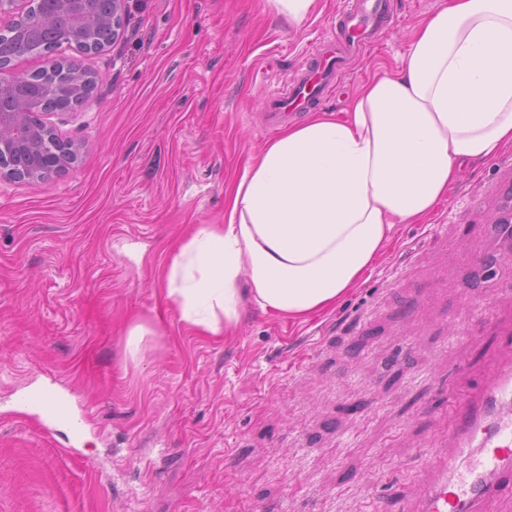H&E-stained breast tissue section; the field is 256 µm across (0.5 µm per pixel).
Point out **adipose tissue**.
I'll return each mask as SVG.
<instances>
[{"label": "adipose tissue", "instance_id": "1", "mask_svg": "<svg viewBox=\"0 0 512 512\" xmlns=\"http://www.w3.org/2000/svg\"><path fill=\"white\" fill-rule=\"evenodd\" d=\"M509 145L512 0H441L395 72L250 157L223 223L181 243L164 298L200 336L233 334L249 304L305 323L363 282L396 225L433 213L464 163Z\"/></svg>", "mask_w": 512, "mask_h": 512}]
</instances>
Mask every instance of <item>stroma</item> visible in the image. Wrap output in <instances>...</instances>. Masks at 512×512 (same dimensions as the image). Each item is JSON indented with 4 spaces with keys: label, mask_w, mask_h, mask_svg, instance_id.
Returning a JSON list of instances; mask_svg holds the SVG:
<instances>
[{
    "label": "stroma",
    "mask_w": 512,
    "mask_h": 512,
    "mask_svg": "<svg viewBox=\"0 0 512 512\" xmlns=\"http://www.w3.org/2000/svg\"><path fill=\"white\" fill-rule=\"evenodd\" d=\"M342 0L301 25L264 0H127L113 44L56 56L98 74L47 116L82 144L62 175L0 182V512H401L455 417L505 361L512 165L463 166L433 216L401 225L336 309L303 324L247 308L194 335L163 297L193 225L272 139L264 113L327 38ZM323 111L397 68L440 0H393ZM136 320L156 334L126 350ZM85 415L77 446L24 395Z\"/></svg>",
    "instance_id": "stroma-1"
}]
</instances>
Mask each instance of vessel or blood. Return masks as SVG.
<instances>
[{"instance_id":"vessel-or-blood-1","label":"vessel or blood","mask_w":512,"mask_h":512,"mask_svg":"<svg viewBox=\"0 0 512 512\" xmlns=\"http://www.w3.org/2000/svg\"><path fill=\"white\" fill-rule=\"evenodd\" d=\"M391 21L390 0H345L334 35L314 48L311 65L288 87L268 93L267 128L324 100L346 60L363 53ZM455 411L448 445L437 451L439 468L406 512H484L489 498L512 492V362L493 371L479 396L457 403Z\"/></svg>"}]
</instances>
